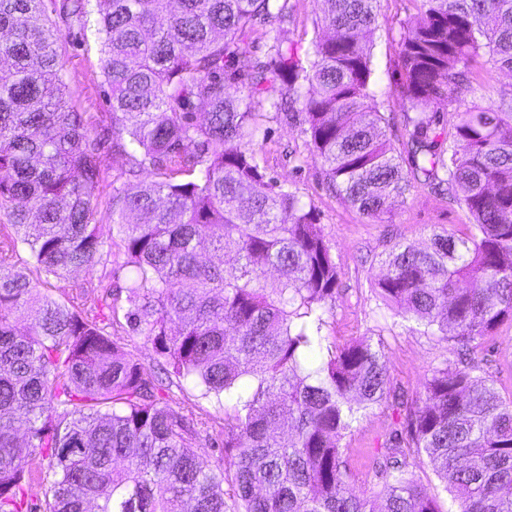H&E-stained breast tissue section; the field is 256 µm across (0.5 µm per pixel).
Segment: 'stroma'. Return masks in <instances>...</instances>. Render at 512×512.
Masks as SVG:
<instances>
[{
	"mask_svg": "<svg viewBox=\"0 0 512 512\" xmlns=\"http://www.w3.org/2000/svg\"><path fill=\"white\" fill-rule=\"evenodd\" d=\"M289 36L297 42L301 57L312 52L320 0H290ZM418 0H376V30L371 58L375 104L391 119L387 135L400 144L404 134L402 105L397 97L400 82L399 50L408 20L418 13ZM63 73L70 101L81 112L109 109V89L102 75L99 36L93 24L67 33L62 47ZM267 167L279 182L296 188L302 201L315 208L317 220L341 270L339 296L329 315L338 341L362 336H382L390 368L393 393L416 396L433 367L452 358L450 344L432 336L408 331L393 323L390 311L375 307L371 288L383 275L387 250L398 242L426 245L432 232L463 230L467 218L462 205L449 196L422 188L406 192L392 207L390 218L375 222L332 194L320 165L303 162L307 153L301 126L282 119L271 120L263 146ZM393 331H386V324ZM482 369L492 376L502 396L512 395V325H502L483 352ZM399 425L392 408L384 407L360 416L346 439L354 464L367 460L386 434Z\"/></svg>",
	"mask_w": 512,
	"mask_h": 512,
	"instance_id": "35a3bbf8",
	"label": "stroma"
}]
</instances>
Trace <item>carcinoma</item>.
<instances>
[{"label":"carcinoma","instance_id":"carcinoma-1","mask_svg":"<svg viewBox=\"0 0 512 512\" xmlns=\"http://www.w3.org/2000/svg\"><path fill=\"white\" fill-rule=\"evenodd\" d=\"M288 2L0 0V512H440L409 471L423 454L458 512H512V399L478 359L512 323V100L467 99L471 64L512 72V0H422L407 23V171L374 105V0H321L329 34L306 60ZM90 15L110 90L96 115L70 105L60 52L61 26ZM259 26L265 61L240 45ZM287 102L301 105L308 158L361 214L381 220L420 187L470 219L394 245L373 287L376 308L470 354L395 403L402 429L368 466L374 498L352 488L362 471L343 441L388 403L389 367L370 338L324 333L340 270L314 208L264 166L263 124ZM108 144L159 179L112 186L101 219ZM115 248L125 260L109 280L45 292ZM142 326L157 371L121 335ZM174 388L222 405L216 468L198 453V403L173 407ZM24 448L46 470L27 469Z\"/></svg>","mask_w":512,"mask_h":512}]
</instances>
